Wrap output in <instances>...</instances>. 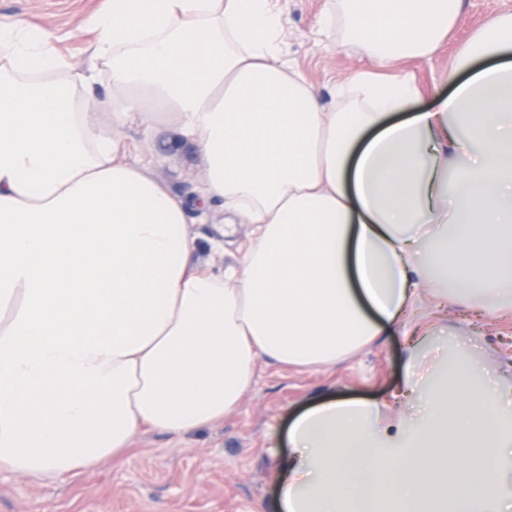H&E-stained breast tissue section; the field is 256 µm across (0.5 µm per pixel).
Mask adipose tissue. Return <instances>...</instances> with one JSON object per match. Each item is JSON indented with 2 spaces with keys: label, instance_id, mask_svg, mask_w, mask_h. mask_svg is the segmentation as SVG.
I'll list each match as a JSON object with an SVG mask.
<instances>
[{
  "label": "adipose tissue",
  "instance_id": "1",
  "mask_svg": "<svg viewBox=\"0 0 512 512\" xmlns=\"http://www.w3.org/2000/svg\"><path fill=\"white\" fill-rule=\"evenodd\" d=\"M463 0H336L326 30L374 58L327 106L290 74L271 0H104L78 31L0 19V474L54 483L121 462L151 429L222 421L259 360L336 362L425 299L512 308V13L463 47L430 107L393 62L432 58ZM111 126L87 114L97 80ZM172 126L203 200L248 224L242 259L200 263L187 201L133 160ZM140 137V138H141ZM387 402L292 423L276 512H489L512 477V366L449 340Z\"/></svg>",
  "mask_w": 512,
  "mask_h": 512
}]
</instances>
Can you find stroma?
Segmentation results:
<instances>
[{
    "label": "stroma",
    "instance_id": "obj_1",
    "mask_svg": "<svg viewBox=\"0 0 512 512\" xmlns=\"http://www.w3.org/2000/svg\"><path fill=\"white\" fill-rule=\"evenodd\" d=\"M94 0H0V17L33 16L64 44L74 47L75 71L87 68L77 23ZM285 17L283 51L286 60L325 99L337 85L359 70H375L361 52L337 46L321 34L329 0H272ZM512 11V0H464V20L441 45L432 60L400 63L422 95L418 106L432 100L435 86L452 66L457 53L490 15ZM151 176L165 180L177 195L196 197L206 174L190 141L168 128L147 143ZM224 209L212 201L208 217L189 210L187 222L203 246L201 255L214 267L235 263L238 245L249 225L223 229ZM213 239L223 249H210ZM415 328L428 336L456 330L468 351L484 358L490 371L512 364V313H467L456 307L439 310L425 304L412 317ZM405 338L383 337L344 360L316 368L280 367L259 361L255 376L238 408L224 420L201 431L173 439L143 431L133 439L135 452L120 466L109 463L57 484H38L20 474L0 475V512H274L277 474L287 456L288 427L304 409L331 399L382 400L405 379Z\"/></svg>",
    "mask_w": 512,
    "mask_h": 512
}]
</instances>
